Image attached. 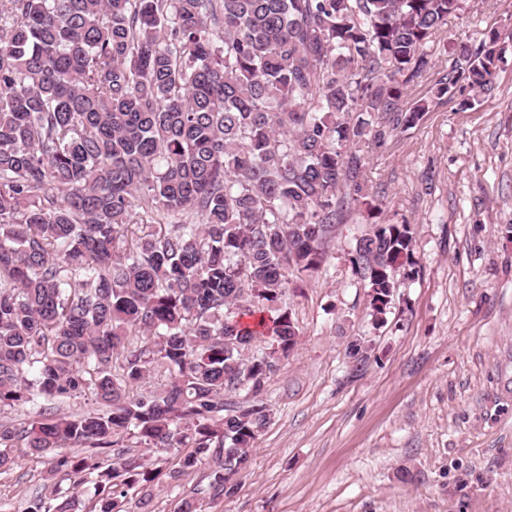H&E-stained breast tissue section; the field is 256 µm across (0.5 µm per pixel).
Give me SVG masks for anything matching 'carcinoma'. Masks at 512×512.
Wrapping results in <instances>:
<instances>
[{"label":"carcinoma","instance_id":"carcinoma-1","mask_svg":"<svg viewBox=\"0 0 512 512\" xmlns=\"http://www.w3.org/2000/svg\"><path fill=\"white\" fill-rule=\"evenodd\" d=\"M462 2L0 0V412L96 403L0 421V473L48 460L24 512H127L206 464L210 498L235 493L224 472L246 470L265 383L298 345L288 274L321 269L352 204L380 209L351 148L429 110L399 103ZM451 53L436 95L472 109L501 33ZM414 242L406 220L356 239L377 325ZM256 336L273 351L249 359ZM152 372L160 392L130 395ZM239 384L252 403L224 401Z\"/></svg>","mask_w":512,"mask_h":512}]
</instances>
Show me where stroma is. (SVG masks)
Returning <instances> with one entry per match:
<instances>
[{
	"label": "stroma",
	"mask_w": 512,
	"mask_h": 512,
	"mask_svg": "<svg viewBox=\"0 0 512 512\" xmlns=\"http://www.w3.org/2000/svg\"><path fill=\"white\" fill-rule=\"evenodd\" d=\"M492 27L508 46L495 90L466 111L434 99L452 63L439 55L401 100L429 111L365 159L379 222L416 226L419 274L385 323L350 263L367 230L354 210L321 271L288 276L300 341L265 384L273 418L237 492L205 496L202 467L154 491L150 512L187 496L205 512H512V0H464L437 40L475 44ZM356 339L371 347L362 364ZM45 471L24 457L0 474V512H24Z\"/></svg>",
	"instance_id": "35a3bbf8"
}]
</instances>
